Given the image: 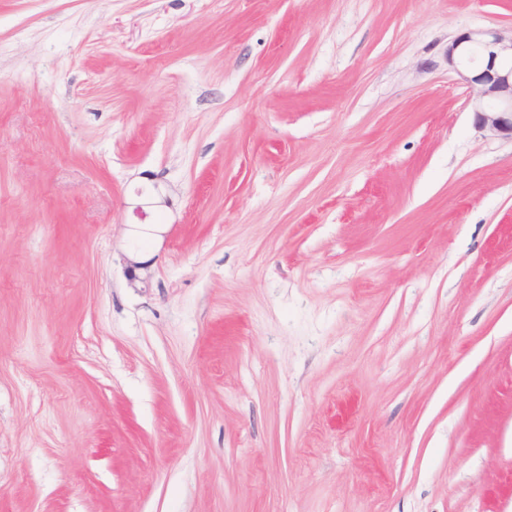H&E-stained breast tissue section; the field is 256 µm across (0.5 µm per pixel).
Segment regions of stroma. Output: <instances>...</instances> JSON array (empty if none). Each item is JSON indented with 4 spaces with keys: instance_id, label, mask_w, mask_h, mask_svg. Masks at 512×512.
Instances as JSON below:
<instances>
[{
    "instance_id": "35a3bbf8",
    "label": "stroma",
    "mask_w": 512,
    "mask_h": 512,
    "mask_svg": "<svg viewBox=\"0 0 512 512\" xmlns=\"http://www.w3.org/2000/svg\"><path fill=\"white\" fill-rule=\"evenodd\" d=\"M489 28L0 0V512H512V141L446 60Z\"/></svg>"
}]
</instances>
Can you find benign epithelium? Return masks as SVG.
Instances as JSON below:
<instances>
[{"label": "benign epithelium", "mask_w": 512, "mask_h": 512, "mask_svg": "<svg viewBox=\"0 0 512 512\" xmlns=\"http://www.w3.org/2000/svg\"><path fill=\"white\" fill-rule=\"evenodd\" d=\"M446 59L473 90L470 104L478 131L512 140V32L463 33L448 43Z\"/></svg>", "instance_id": "7a95c632"}]
</instances>
